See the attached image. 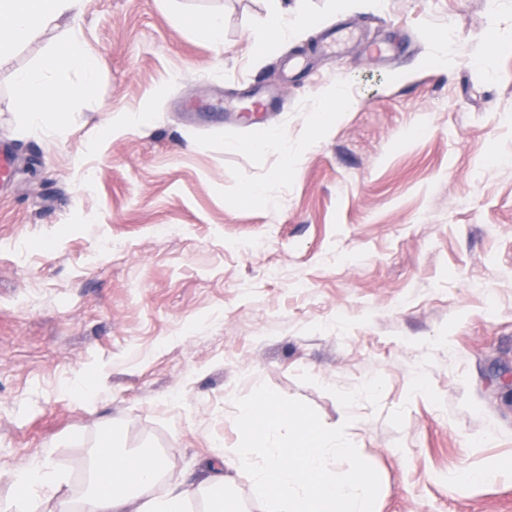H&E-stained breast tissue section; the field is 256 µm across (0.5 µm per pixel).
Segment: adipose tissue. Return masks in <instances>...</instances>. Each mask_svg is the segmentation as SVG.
Listing matches in <instances>:
<instances>
[{"mask_svg":"<svg viewBox=\"0 0 512 512\" xmlns=\"http://www.w3.org/2000/svg\"><path fill=\"white\" fill-rule=\"evenodd\" d=\"M80 0H0V64L18 45L38 38L50 24L78 8ZM275 20L254 36V53L263 57L271 44L303 32L289 21L286 0H273ZM79 81H72V73ZM98 76L93 58L77 37L58 44L33 67L17 71L14 89L24 128H49L80 92ZM247 443L233 455L218 456L206 485L210 512H241L226 486L224 466L248 469L253 484L268 498L270 512H375L371 485L363 466L339 475L336 464L356 451L334 428H301L295 413L265 393L243 406ZM166 463L158 455L126 452L105 442L95 448L87 470L88 490L81 512H183L191 493L180 485L163 496H149ZM65 481L47 457L35 456L17 468L11 482L15 512H32L39 499L57 492Z\"/></svg>","mask_w":512,"mask_h":512,"instance_id":"1","label":"adipose tissue"}]
</instances>
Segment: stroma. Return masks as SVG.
Here are the masks:
<instances>
[{
	"instance_id": "1",
	"label": "stroma",
	"mask_w": 512,
	"mask_h": 512,
	"mask_svg": "<svg viewBox=\"0 0 512 512\" xmlns=\"http://www.w3.org/2000/svg\"><path fill=\"white\" fill-rule=\"evenodd\" d=\"M311 26L255 62L268 0H82L0 65V506L47 455L79 506L106 436L200 493L258 392L340 429L376 512H512V0H296ZM221 17L222 41L188 17ZM360 39L319 51L323 30ZM77 35L98 64L55 131H21L16 70ZM404 45L393 61L371 42ZM342 85L344 117L318 127ZM279 90L262 123L223 117ZM146 124L123 129L127 114ZM261 155L245 142L269 130ZM266 201L245 203L248 189ZM499 466L490 480L459 474Z\"/></svg>"
}]
</instances>
